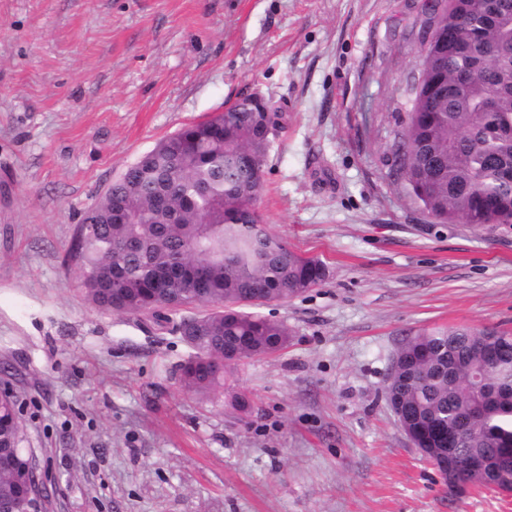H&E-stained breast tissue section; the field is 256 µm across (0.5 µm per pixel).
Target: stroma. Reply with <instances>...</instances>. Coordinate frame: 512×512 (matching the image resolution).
Wrapping results in <instances>:
<instances>
[{
  "instance_id": "obj_1",
  "label": "stroma",
  "mask_w": 512,
  "mask_h": 512,
  "mask_svg": "<svg viewBox=\"0 0 512 512\" xmlns=\"http://www.w3.org/2000/svg\"><path fill=\"white\" fill-rule=\"evenodd\" d=\"M423 21L421 0H0V394L49 512H512L448 494L384 391L409 336L512 332V226L436 222L392 174ZM254 92L285 115L266 227L330 276L261 307L287 348L200 396L180 334L96 308L67 252L127 165Z\"/></svg>"
}]
</instances>
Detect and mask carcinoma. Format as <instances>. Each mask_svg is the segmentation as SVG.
Segmentation results:
<instances>
[{"mask_svg": "<svg viewBox=\"0 0 512 512\" xmlns=\"http://www.w3.org/2000/svg\"><path fill=\"white\" fill-rule=\"evenodd\" d=\"M480 0H450L423 47L413 98L392 145L409 196L441 223L512 225V0L494 15ZM261 96L162 138L112 181L76 232L70 259L86 297L101 309L158 324L186 304L200 311L180 366L186 391L224 386L243 358L287 347L288 327L250 311L272 292L285 299L327 280L329 269L272 235L258 200L270 134L280 114ZM131 222L114 223V213ZM390 390L461 459L512 467V406L488 411L474 373L512 384V335L467 326L423 330L404 340ZM15 400L0 396V448H17Z\"/></svg>", "mask_w": 512, "mask_h": 512, "instance_id": "1", "label": "carcinoma"}]
</instances>
